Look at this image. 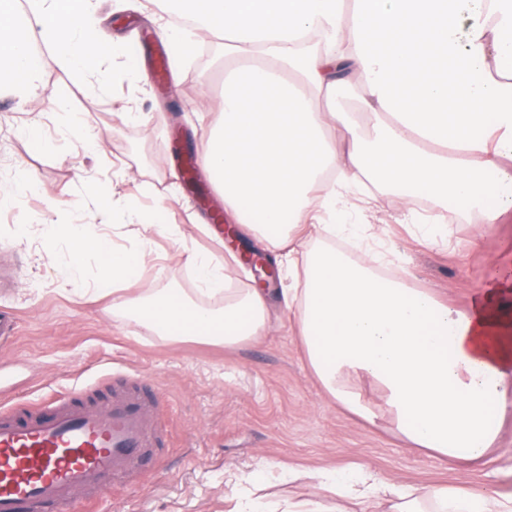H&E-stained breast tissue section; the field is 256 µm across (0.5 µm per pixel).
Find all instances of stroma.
<instances>
[{
	"mask_svg": "<svg viewBox=\"0 0 512 512\" xmlns=\"http://www.w3.org/2000/svg\"><path fill=\"white\" fill-rule=\"evenodd\" d=\"M176 15L165 0H99L90 23L112 42L105 84L51 57L54 81L38 80L31 99L0 94V310L20 323L12 345L0 346V397L36 402L73 387L90 388V406L105 405L112 372L152 374L158 416L169 446L132 479L104 490L99 512H224V476H240L238 492L252 494L259 466L293 465L297 477L272 486L279 500L316 493L315 470L368 463L377 472L418 486L482 484L512 493V399L505 407L498 452L479 468L409 448L391 432L370 426L334 402L308 368L296 328L279 299L270 302L269 336L227 348L202 341L159 338L145 322L112 310L111 288L80 291L61 283L66 246L48 238L49 224H89L116 248L144 251L141 273L204 303L183 257L213 251L201 230L223 209L221 195L200 205L181 184L182 163L222 121L223 39L203 37L199 53L160 63L155 43ZM60 100L64 109L49 110ZM40 129L46 149L20 132ZM115 207L101 218L96 202ZM356 221L371 225L411 287L457 309L496 273L492 258L512 266V218L485 229L473 214L423 199L439 215L435 243L404 222L389 192L353 199ZM135 208L147 226L126 225ZM177 226L180 242L153 232Z\"/></svg>",
	"mask_w": 512,
	"mask_h": 512,
	"instance_id": "1",
	"label": "stroma"
}]
</instances>
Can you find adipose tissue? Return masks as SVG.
<instances>
[{
  "label": "adipose tissue",
  "instance_id": "1",
  "mask_svg": "<svg viewBox=\"0 0 512 512\" xmlns=\"http://www.w3.org/2000/svg\"><path fill=\"white\" fill-rule=\"evenodd\" d=\"M202 32H223L236 53L224 77L223 120L198 154L219 179L224 210L250 226L288 269L283 306L326 393L368 423L450 461L477 463L495 447L512 398V277L480 289L458 311L405 278L323 246L358 234L348 199L359 176L390 189L406 212L426 194L479 213L491 228L512 215V0H178ZM0 0V91L25 94L40 70L32 49L50 39L70 69L100 73L111 45L89 25L96 0ZM317 31L323 45L299 50ZM341 128L347 152L327 132ZM306 249L278 232L284 217ZM64 240L66 282L88 256L113 284V311L172 341L235 347L269 335V294L238 288L232 251L190 252L197 305L141 278L142 254L113 247L87 225L47 228ZM318 495L236 501L230 512H512V494L415 487L354 463L316 474Z\"/></svg>",
  "mask_w": 512,
  "mask_h": 512
}]
</instances>
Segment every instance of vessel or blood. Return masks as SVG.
I'll use <instances>...</instances> for the list:
<instances>
[{"label": "vessel or blood", "instance_id": "vessel-or-blood-1", "mask_svg": "<svg viewBox=\"0 0 512 512\" xmlns=\"http://www.w3.org/2000/svg\"><path fill=\"white\" fill-rule=\"evenodd\" d=\"M83 393L0 406V512H95L97 491L136 474L161 441L147 383L115 384L99 408Z\"/></svg>", "mask_w": 512, "mask_h": 512}]
</instances>
